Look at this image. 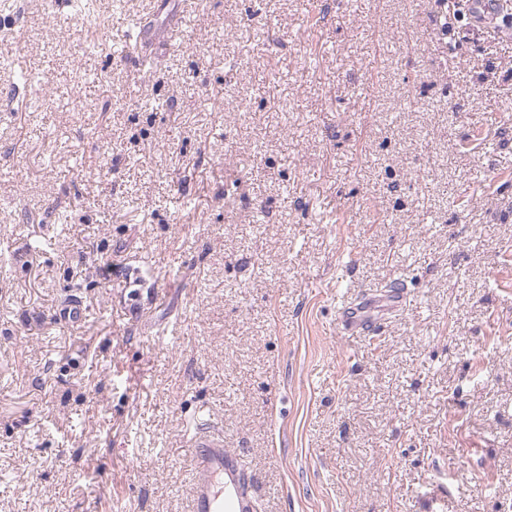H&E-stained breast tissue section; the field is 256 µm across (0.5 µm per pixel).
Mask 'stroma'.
I'll use <instances>...</instances> for the list:
<instances>
[{
	"mask_svg": "<svg viewBox=\"0 0 512 512\" xmlns=\"http://www.w3.org/2000/svg\"><path fill=\"white\" fill-rule=\"evenodd\" d=\"M123 5L0 0L40 74L0 67V512H189L205 423L260 512H512V36L472 0ZM373 320L361 316L357 306L347 303L336 314V325L346 336H366L373 325Z\"/></svg>",
	"mask_w": 512,
	"mask_h": 512,
	"instance_id": "obj_1",
	"label": "stroma"
}]
</instances>
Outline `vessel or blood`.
<instances>
[{"mask_svg":"<svg viewBox=\"0 0 512 512\" xmlns=\"http://www.w3.org/2000/svg\"><path fill=\"white\" fill-rule=\"evenodd\" d=\"M336 324L348 336L368 335L373 322L357 306L346 304L336 314ZM190 512H258V495L240 455L224 445V432L208 427L196 432Z\"/></svg>","mask_w":512,"mask_h":512,"instance_id":"obj_1","label":"vessel or blood"}]
</instances>
